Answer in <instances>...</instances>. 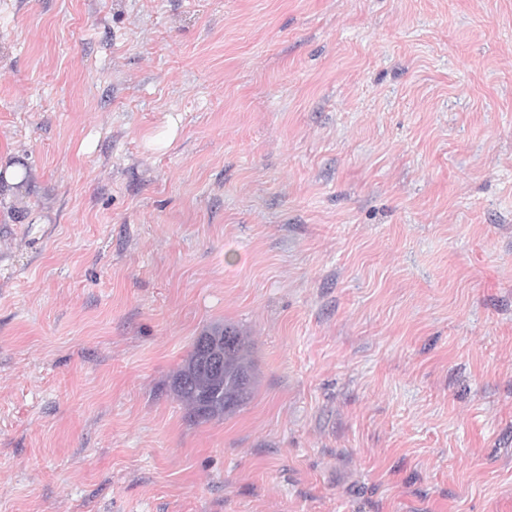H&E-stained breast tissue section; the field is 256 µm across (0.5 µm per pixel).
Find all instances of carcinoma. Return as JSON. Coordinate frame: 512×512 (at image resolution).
Here are the masks:
<instances>
[{
    "instance_id": "obj_1",
    "label": "carcinoma",
    "mask_w": 512,
    "mask_h": 512,
    "mask_svg": "<svg viewBox=\"0 0 512 512\" xmlns=\"http://www.w3.org/2000/svg\"><path fill=\"white\" fill-rule=\"evenodd\" d=\"M217 346L224 364L214 376L199 361L197 345L173 375L171 389L186 406L188 420L197 423L222 418L242 406L252 392V361L244 332L229 324H216L203 333Z\"/></svg>"
}]
</instances>
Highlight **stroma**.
Here are the masks:
<instances>
[{"label": "stroma", "mask_w": 512, "mask_h": 512, "mask_svg": "<svg viewBox=\"0 0 512 512\" xmlns=\"http://www.w3.org/2000/svg\"><path fill=\"white\" fill-rule=\"evenodd\" d=\"M1 170L0 512H512V0H0ZM227 335L229 341L223 340ZM201 337H207L219 349L223 374L222 361L212 354L210 342L199 343L202 358L211 371L222 374L218 378L198 359L197 344ZM252 385L247 336L234 325L216 324L196 338L188 358L173 375L171 389L186 406L188 420L197 423L233 413L249 399Z\"/></svg>", "instance_id": "35a3bbf8"}]
</instances>
